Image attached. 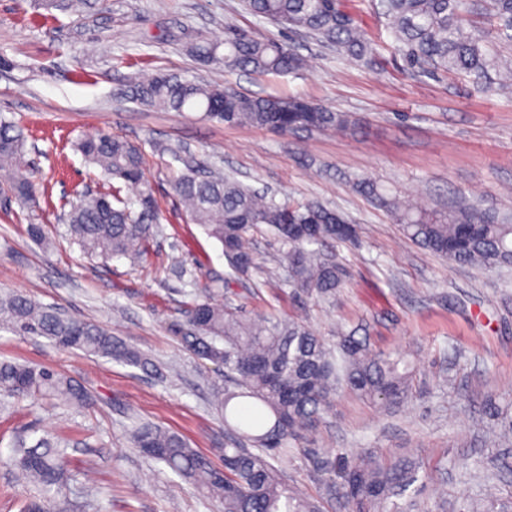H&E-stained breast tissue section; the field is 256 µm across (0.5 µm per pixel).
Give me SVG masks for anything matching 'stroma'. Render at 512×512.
Wrapping results in <instances>:
<instances>
[{"instance_id":"1","label":"stroma","mask_w":512,"mask_h":512,"mask_svg":"<svg viewBox=\"0 0 512 512\" xmlns=\"http://www.w3.org/2000/svg\"><path fill=\"white\" fill-rule=\"evenodd\" d=\"M75 14L66 0H0V116L27 136L26 174L35 198L0 194V290L92 319L152 358L155 372L64 350L39 336L0 329V361L46 366L97 398L76 410L52 398L0 400V512H19L39 495L5 465L20 436L68 440L74 480L67 500L84 512H218L166 465L128 438L131 418L183 437L213 463L224 417L213 405L224 373L184 351L169 330L199 285L214 301L247 315L271 309L305 320L320 336L367 337L378 352L405 355L413 373L407 399L386 407L344 393L311 440L272 458L282 480L321 512H344L321 472L323 462L372 454L413 462L424 478L419 499L438 512H501L512 503V442H495L512 417V272L475 269L435 257L354 192L361 175L434 209L478 202L512 212V94L465 75L408 65L379 13V0H344L365 29L369 62L338 55L302 32L256 17L241 0H90ZM243 28L302 55L295 73L245 76L203 66L184 42L224 38ZM143 69L204 77L261 95L299 96L350 113L343 133L228 126L198 113L167 112L123 91ZM106 131L142 146L145 178L161 210L146 259L102 260L67 235L76 187L103 191L98 171L73 144ZM182 147L207 169L297 201L318 200L360 225L358 245L338 243L346 269L334 299L291 296L277 262L279 244L255 235L259 267L239 277L220 245L187 222L171 181L183 168L154 144ZM41 225L45 242L28 233Z\"/></svg>"}]
</instances>
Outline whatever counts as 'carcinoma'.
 <instances>
[{
  "label": "carcinoma",
  "instance_id": "obj_1",
  "mask_svg": "<svg viewBox=\"0 0 512 512\" xmlns=\"http://www.w3.org/2000/svg\"><path fill=\"white\" fill-rule=\"evenodd\" d=\"M245 2L253 14L312 34L353 59L368 56L365 32L345 11L343 0ZM380 7L409 65L472 76L489 88L512 87V55H501L471 32L468 0H380ZM486 11L497 24L499 39L511 44L512 0H487ZM187 53L202 64L220 60L227 69L257 77L304 66L293 49L244 29L228 31L222 41L192 43ZM127 96L164 111L201 112L224 124L282 135L300 130L343 132L353 122L348 113L317 101L246 93L173 73L137 77L128 85ZM76 148L104 182L114 185L106 193L86 189L77 194L67 214L71 238L90 256L142 258L158 220L142 149L108 132L86 136ZM24 155L23 130L0 117V191L29 201L35 189L19 175ZM124 186L138 188L135 198L121 195ZM352 187L373 199L409 239L428 251L457 264L512 267V220L497 211L407 205L368 177L354 179ZM173 190L187 219L221 245L235 273L243 276L255 267L253 237L266 231L281 245L279 263L292 294L331 299L342 287L343 267L323 250L337 240L359 241L361 227L338 230L342 219L336 211L320 202L278 200L233 177L188 165L174 179ZM0 329L45 337L60 348L125 366L154 367L139 349L99 323L65 316L18 292L0 294ZM170 331L182 348L237 378L236 388L217 395L218 408L233 410L240 397L257 401L258 407L241 408L249 422L228 426L234 439L224 443L220 466L179 435L149 424L132 425L130 439L145 456L218 499L223 512H318L282 483L269 459L299 446L343 392L386 405L403 402L408 393L411 372L399 368L404 362L401 354L375 352L366 341L341 329L331 344L302 321L277 314L246 317L235 307L206 298L191 302ZM0 392L34 399L57 397L80 409L96 402L91 391L61 372L10 361H0ZM242 441L253 449L239 446ZM66 447L46 436L30 443L24 437L17 441L11 464L41 488V495L28 500L23 512H53L55 495L72 477ZM325 473L348 512H410L414 507L397 502L420 480L409 461L383 464L369 458L354 467L332 461Z\"/></svg>",
  "mask_w": 512,
  "mask_h": 512
}]
</instances>
